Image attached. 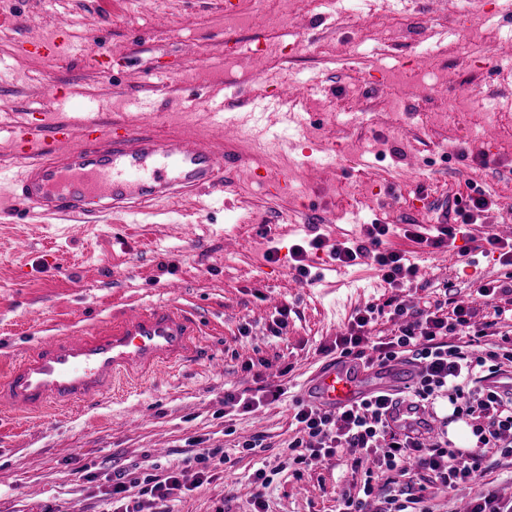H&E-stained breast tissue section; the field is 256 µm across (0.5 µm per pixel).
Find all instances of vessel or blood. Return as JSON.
I'll use <instances>...</instances> for the list:
<instances>
[{"label":"vessel or blood","mask_w":512,"mask_h":512,"mask_svg":"<svg viewBox=\"0 0 512 512\" xmlns=\"http://www.w3.org/2000/svg\"><path fill=\"white\" fill-rule=\"evenodd\" d=\"M79 145H68L72 131ZM10 163L0 164V211L18 207L87 224L96 213L138 212L145 205L223 192L224 172L238 164L223 141L203 131L172 128L159 136L153 125L112 128L91 113L40 126L12 129ZM206 331L197 313L176 300L134 305L111 321L44 338L0 371V412L37 414L46 409L90 407L116 383H140L150 373L201 359ZM413 367L394 362L364 371L357 361L323 364L306 383L308 403L327 411L356 404L379 390L410 385ZM390 424L405 431L428 428L410 402L392 408Z\"/></svg>","instance_id":"b4317fda"}]
</instances>
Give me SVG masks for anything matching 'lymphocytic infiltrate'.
I'll return each instance as SVG.
<instances>
[{"label":"lymphocytic infiltrate","instance_id":"obj_1","mask_svg":"<svg viewBox=\"0 0 512 512\" xmlns=\"http://www.w3.org/2000/svg\"><path fill=\"white\" fill-rule=\"evenodd\" d=\"M494 205L485 194L470 197L462 206L447 210V227L442 228L433 246L445 238L456 237L463 226L476 224ZM386 224H369L361 244L339 243L326 247L315 238L309 247H296L293 259L299 276H308L303 259L307 249H329L337 262L350 266L361 256L371 255L383 280L398 286L412 280L413 264L399 252L383 249L389 234ZM489 245L498 250V260L508 269L505 281L483 285L478 293L493 307V318L474 327L472 309L455 306L453 319L440 317L437 309L408 314L404 304H395L394 316L403 320L396 334L370 340L366 328L373 319V308L356 312L347 334L337 337L335 349L342 357L364 361L365 365L383 366L397 358H407L416 367V376L405 393L406 399L428 406L439 397H447L452 419H467L477 442L472 449L450 447L443 437L424 433H403L393 429L386 414L393 401L391 394L379 392L359 404L335 412L298 403L294 418L297 434L290 442L292 460L301 465L310 459L339 458L345 449L362 448L372 455L378 471L387 479L382 495H375L371 480H364L358 493H343L340 512H365L369 500H377V512H430L426 504L429 486L441 485L456 491L478 486L468 512H512V494L494 487H480L484 476L487 450L500 458L512 459V334L499 332L498 319L505 307L496 303L498 296H512V243L497 237ZM495 338L493 350L480 356L476 347L487 338Z\"/></svg>","mask_w":512,"mask_h":512}]
</instances>
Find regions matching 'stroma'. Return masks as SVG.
<instances>
[{"label":"stroma","mask_w":512,"mask_h":512,"mask_svg":"<svg viewBox=\"0 0 512 512\" xmlns=\"http://www.w3.org/2000/svg\"><path fill=\"white\" fill-rule=\"evenodd\" d=\"M17 25L0 27V113L13 122L94 112L106 121L207 126L221 112L236 128L240 162L223 197L158 205L157 215H105L71 224L0 211V364L74 327L91 329L129 303L173 298L209 324L208 354L223 371L194 362L91 409L39 417L0 415V512H108V479L128 473V500L146 476L180 472L176 512H251L252 474L266 472L268 512H336L352 483L349 449L339 460L288 466L293 408L356 311L375 307L369 335L409 310L472 296L475 323L490 309L480 285L504 268L487 237L512 212V14L505 0L453 8L430 0H0ZM74 23L62 54H49L59 17ZM387 83H373L377 75ZM284 90L300 98L267 113L263 133L248 114L255 99ZM498 122L471 129L483 106ZM264 167L296 184L273 196L251 180ZM497 205L443 246L438 217L475 192ZM386 224L385 248L422 270L385 283L371 258L334 262L328 247ZM416 225L424 242L406 236ZM308 251L297 281L289 253ZM276 261H269V254ZM277 296L290 310L273 334ZM278 400L250 411L225 392L256 388V366ZM260 440L261 448L245 450ZM224 449V464L200 480L193 457Z\"/></svg>","instance_id":"stroma-1"}]
</instances>
